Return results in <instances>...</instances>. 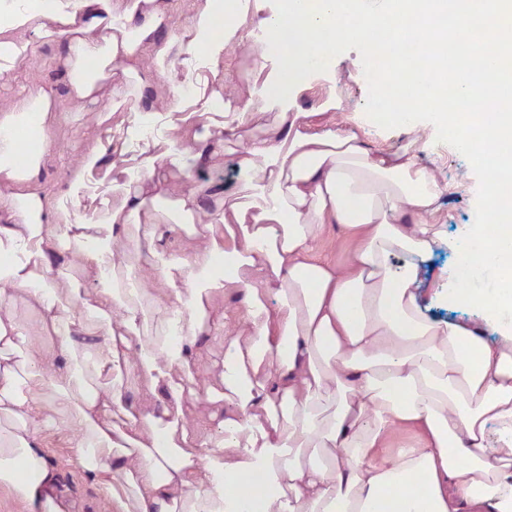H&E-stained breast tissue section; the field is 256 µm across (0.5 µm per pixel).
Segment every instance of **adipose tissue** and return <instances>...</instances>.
I'll return each instance as SVG.
<instances>
[{
    "instance_id": "ef3b65f1",
    "label": "adipose tissue",
    "mask_w": 512,
    "mask_h": 512,
    "mask_svg": "<svg viewBox=\"0 0 512 512\" xmlns=\"http://www.w3.org/2000/svg\"><path fill=\"white\" fill-rule=\"evenodd\" d=\"M222 7L205 0L194 19L222 136L177 123L138 176L113 177L92 223L41 183L58 106L96 105L105 128L140 120L145 48L163 75L179 42L165 0H0V81L54 44L67 77L66 97L35 81L0 107V485L22 512H75L46 454L61 432L105 512H248L231 494L247 476L260 512H512V115L492 100L466 116L442 96L458 65L496 76L498 58L449 56L428 0H292L264 23L282 55L258 104L220 92L216 46L241 29L215 37ZM414 12L430 57L403 59L395 94L386 68L369 72L387 113L336 119V87L297 106L338 44L380 55ZM419 105L483 180L448 286L479 324L422 304L449 184L412 148L370 140L415 127ZM224 155L244 180L202 212L199 176ZM337 230L342 264L323 249ZM484 268L495 294L465 286ZM210 341L222 353L202 383Z\"/></svg>"
}]
</instances>
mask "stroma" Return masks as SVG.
Returning a JSON list of instances; mask_svg holds the SVG:
<instances>
[{
    "label": "stroma",
    "instance_id": "35a3bbf8",
    "mask_svg": "<svg viewBox=\"0 0 512 512\" xmlns=\"http://www.w3.org/2000/svg\"><path fill=\"white\" fill-rule=\"evenodd\" d=\"M170 25L179 36L176 48L175 70L180 74H193L196 80H203L209 74L207 61L192 49L194 30L192 20L202 8L204 0H166ZM59 52L49 46L39 47L28 66L16 72L13 80L0 82V102L14 101L23 96L32 81H43L55 86L57 91L66 88V75L58 61ZM144 79L150 85L153 97L141 107L148 113L154 127L152 135H145L142 127L127 122H113L109 137L112 141L111 154L105 155L99 167L92 170L85 183L78 189H70L66 173L78 152L90 141L100 137L92 116L94 106L78 112L69 103H62L58 109L56 126L53 131L54 145L46 156L41 170L42 179L51 195L54 205L72 208L80 204L81 211L88 218H95L103 201L111 196L112 166L115 156H123L126 168H133L141 158L142 151L153 149L171 139L174 132L171 118L165 112L158 98L167 85L165 78L157 76L154 70H145ZM342 81L343 113L350 116L365 108L371 97L372 84L367 76V61L361 50L352 45L337 48L316 74L315 82L321 89H328L335 81ZM385 142L400 147L414 142L420 145L423 164L434 170L440 180L456 184L458 190L445 200L443 220L448 239L435 253L432 261L433 285L427 291L426 303L435 318L464 319L477 321L475 311L448 304V279L446 270L455 262L453 243L461 239L470 224H473L475 207L481 193V179L469 160L448 149V135L442 127L435 125L428 115H420L417 130L410 131L401 125H390L383 133ZM47 454L52 463L59 467L62 478L77 504V512H101L103 496L73 462L74 451L68 448L63 436L52 439Z\"/></svg>",
    "mask_w": 512,
    "mask_h": 512
}]
</instances>
